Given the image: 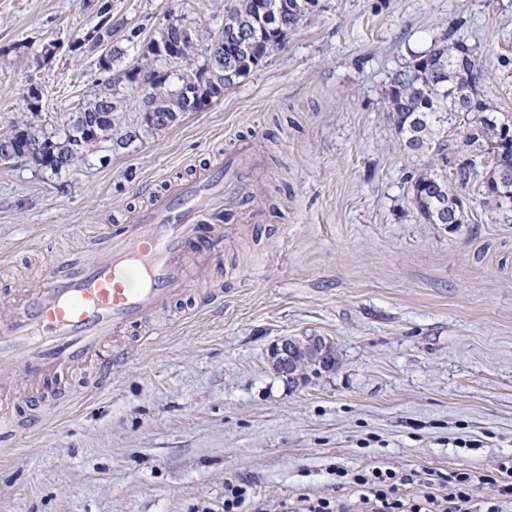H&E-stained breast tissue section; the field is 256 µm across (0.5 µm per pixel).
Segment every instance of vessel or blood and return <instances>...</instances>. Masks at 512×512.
Returning <instances> with one entry per match:
<instances>
[{"label":"vessel or blood","instance_id":"vessel-or-blood-1","mask_svg":"<svg viewBox=\"0 0 512 512\" xmlns=\"http://www.w3.org/2000/svg\"><path fill=\"white\" fill-rule=\"evenodd\" d=\"M227 165L234 192L222 173L199 170L188 181H173L143 211L107 234L104 256L81 264L59 262L37 287L22 295L12 314L0 318V361L22 360L32 382L97 359L96 384L112 379L124 360L106 353L113 337L142 327L184 296L206 261L197 249L199 231L216 208L229 205L250 185L259 162L249 146L237 148Z\"/></svg>","mask_w":512,"mask_h":512}]
</instances>
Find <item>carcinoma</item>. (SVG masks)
<instances>
[{
	"label": "carcinoma",
	"mask_w": 512,
	"mask_h": 512,
	"mask_svg": "<svg viewBox=\"0 0 512 512\" xmlns=\"http://www.w3.org/2000/svg\"><path fill=\"white\" fill-rule=\"evenodd\" d=\"M274 9L265 15L263 26L283 32L296 27L310 13L304 5L314 0H273ZM98 21L94 30L104 38L105 57L97 58L101 78L94 97L78 104L72 112H60L56 123L46 128L25 121L0 135V152L4 148L14 161L32 164L41 172L59 175L71 170L100 145L113 142L126 145L140 138V133L161 131L177 120L183 112H198L212 102V85L231 87L224 83V74L235 70L244 77L266 57L271 46L255 40L242 47L232 30L248 16H257L255 0H227L224 6V69L209 70V60L194 65L177 75L172 68L190 63L193 49L180 52L176 62L164 57L170 27L163 26L158 37L148 39L155 47L149 53L139 49L128 68L116 73L113 66L123 51L112 45L111 0H93ZM464 40L447 33L425 52L413 59L391 77L387 91L388 111L395 132L405 147L419 159V166L409 175L411 200L425 221L440 208L451 209L462 189L479 197L482 204L501 210L504 204L494 195L489 184L502 177L512 180V149L497 148L501 129H512V114L501 112L484 98L482 82L485 70L479 58L458 50ZM469 71L470 83L459 78L461 70ZM196 78L205 89L190 102L183 95L185 81ZM126 81L139 92V117L134 123H123L117 114L116 86ZM160 82L159 102L152 96L155 82ZM102 116L97 127V140L86 132L90 116ZM462 149L472 156L470 162L454 173L448 172V155Z\"/></svg>",
	"instance_id": "carcinoma-1"
}]
</instances>
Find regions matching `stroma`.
Returning a JSON list of instances; mask_svg holds the SVG:
<instances>
[{
  "label": "stroma",
  "mask_w": 512,
  "mask_h": 512,
  "mask_svg": "<svg viewBox=\"0 0 512 512\" xmlns=\"http://www.w3.org/2000/svg\"><path fill=\"white\" fill-rule=\"evenodd\" d=\"M88 3L0 0V134L92 97L97 55L71 47L97 22ZM174 14L204 37L224 0H112L114 35L148 38ZM452 31L512 112V0H319L202 111L58 177L0 166L2 312L168 182L220 169L243 141L259 156L250 189L209 218L224 240L194 282L218 292L200 314L175 301L155 340L112 341L130 356L111 385L96 388L95 364L74 368L42 382V407L24 367L0 364L14 387L0 400L14 426L0 512H224L230 481L249 487L238 512H282L351 499L340 465L499 476L512 457V211L475 198L464 223H426L386 102L393 73ZM287 336L328 337L335 370L288 381L268 361Z\"/></svg>",
  "instance_id": "35a3bbf8"
}]
</instances>
